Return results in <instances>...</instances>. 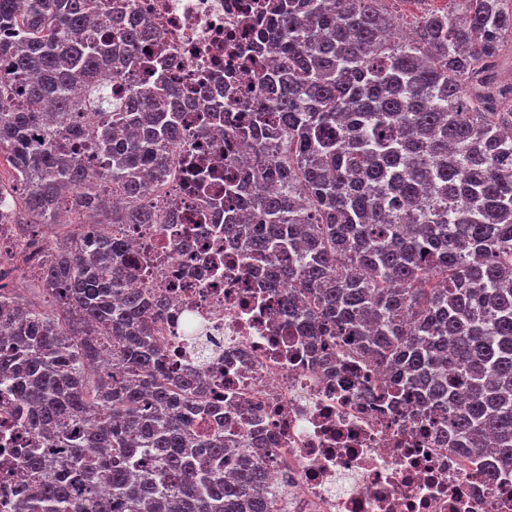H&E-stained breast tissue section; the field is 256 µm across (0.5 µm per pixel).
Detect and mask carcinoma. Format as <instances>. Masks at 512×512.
<instances>
[{
  "label": "carcinoma",
  "instance_id": "obj_1",
  "mask_svg": "<svg viewBox=\"0 0 512 512\" xmlns=\"http://www.w3.org/2000/svg\"><path fill=\"white\" fill-rule=\"evenodd\" d=\"M384 0H263L271 64L249 53L262 92L247 112L206 107L199 136L224 123L251 134L263 164L222 220L244 261L288 281L281 312L312 340L352 347L391 373L398 403L417 402L472 459L512 475V0H449L391 39ZM145 24L98 0H0V153L14 172L22 226L155 224L144 198L168 178L186 100ZM155 79L118 105L102 66ZM84 89L99 117L81 126ZM108 156L103 170L84 153ZM194 192L224 214L233 173L192 163ZM131 263L112 232H73L46 252L50 306L0 287V391L30 447L11 448L29 479L4 488L8 512H274L265 454L224 440V396L196 374L172 381L157 337L168 299L128 287ZM114 372L91 373L104 359ZM213 418L205 435L194 430Z\"/></svg>",
  "mask_w": 512,
  "mask_h": 512
}]
</instances>
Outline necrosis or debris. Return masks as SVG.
Returning a JSON list of instances; mask_svg holds the SVG:
<instances>
[{
	"instance_id": "4bbe7bcc",
	"label": "necrosis or debris",
	"mask_w": 512,
	"mask_h": 512,
	"mask_svg": "<svg viewBox=\"0 0 512 512\" xmlns=\"http://www.w3.org/2000/svg\"><path fill=\"white\" fill-rule=\"evenodd\" d=\"M256 0H112L132 4L161 34L162 54L185 95L199 83L220 91L234 69L230 99L252 105L250 70L237 66L236 41ZM205 143L235 173L256 168L248 139L211 130ZM188 145L168 154L170 178L149 202L154 224L125 233L137 264L131 287L171 300L161 323L170 370L197 372L224 396V430L246 433L247 413L275 450L267 464L275 512H512V481L492 482V458L476 461L451 447L412 409L381 403L387 373L354 350L322 352L299 329L283 331L280 301L262 266H247L238 247L211 224L191 192Z\"/></svg>"
}]
</instances>
